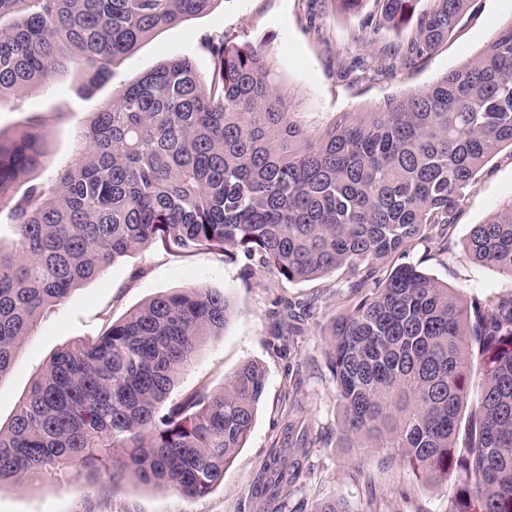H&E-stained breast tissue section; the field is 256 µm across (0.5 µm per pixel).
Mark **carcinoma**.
<instances>
[{
	"mask_svg": "<svg viewBox=\"0 0 512 512\" xmlns=\"http://www.w3.org/2000/svg\"><path fill=\"white\" fill-rule=\"evenodd\" d=\"M216 2L0 0V106L68 67L92 92L111 63ZM418 2L382 0L378 25L414 22L384 58L392 71L431 55L469 0L419 13ZM210 50L208 75L174 58L102 103L53 182L35 177L51 130L0 133V220L18 237L0 249V377L46 310L153 240L241 252L290 282L342 269L365 291L325 351L343 445L392 448L435 485L461 470L448 512H512V295L465 303L411 264L378 267L416 241L444 249L460 198L512 149V24L429 87L320 129L265 49L222 40ZM466 252L512 276V198L472 227ZM229 316L224 295L185 288L57 351L0 426V483L75 467L108 471L114 488L132 477L210 493L247 441L265 371L246 362L219 392H171ZM474 362L480 399L462 428ZM313 447L289 419L257 480L266 512H282Z\"/></svg>",
	"mask_w": 512,
	"mask_h": 512,
	"instance_id": "cac0c4a2",
	"label": "carcinoma"
}]
</instances>
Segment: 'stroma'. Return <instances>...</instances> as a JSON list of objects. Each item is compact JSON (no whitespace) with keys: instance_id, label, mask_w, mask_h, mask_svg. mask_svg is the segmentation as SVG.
<instances>
[{"instance_id":"stroma-1","label":"stroma","mask_w":512,"mask_h":512,"mask_svg":"<svg viewBox=\"0 0 512 512\" xmlns=\"http://www.w3.org/2000/svg\"><path fill=\"white\" fill-rule=\"evenodd\" d=\"M381 7L380 0H365L359 12L345 14L334 0H217L209 13L164 28L122 56L111 80L94 94H87L82 75L71 70L1 106L0 133L31 123L49 126L54 138L37 177L55 178L71 161L91 113L116 89L176 57L189 58L198 72L209 73L208 43L221 39L264 45L280 78L300 90L308 118L322 126L341 113L371 109L433 83L485 49L512 22V0H470L456 30L432 56L391 73L382 67L380 52L407 32L387 26L364 30L365 20L380 15ZM511 197L512 151L505 149L461 198L447 250L436 253L416 244L404 262L447 284L466 302L512 295V276L465 253L473 225ZM189 287L224 294L232 314L222 336L179 376L172 398L200 384L220 388L248 361L266 372L256 420L223 482L208 495L188 498L171 487L131 480L116 489L107 473L71 469L48 483H0V512H262L252 487L296 407L316 446L288 496L286 512H315L334 498L345 499L352 512H368L373 501L381 512H448L447 491L427 483L408 464L391 461V449L346 448L340 441L341 398L325 358L331 327L351 306L340 270L295 283L241 254L232 259L210 249L171 253L156 242L117 258L51 308L26 339L10 371L0 377V424L9 423L57 350L92 341L150 298Z\"/></svg>"}]
</instances>
